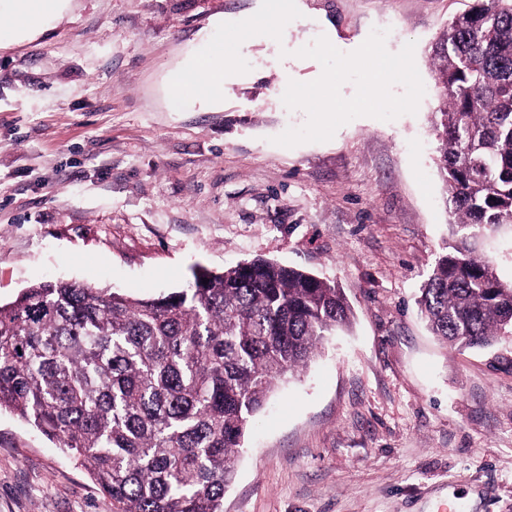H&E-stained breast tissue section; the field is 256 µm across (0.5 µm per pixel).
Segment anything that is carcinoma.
Segmentation results:
<instances>
[{
  "mask_svg": "<svg viewBox=\"0 0 512 512\" xmlns=\"http://www.w3.org/2000/svg\"><path fill=\"white\" fill-rule=\"evenodd\" d=\"M451 237L418 305L442 341L512 334V281L478 253L512 224V0H477L433 49ZM130 298L77 282L0 305V410L88 467L112 512H224L250 419L352 310L341 288L266 259ZM208 283H202V280Z\"/></svg>",
  "mask_w": 512,
  "mask_h": 512,
  "instance_id": "cac0c4a2",
  "label": "carcinoma"
}]
</instances>
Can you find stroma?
<instances>
[{
  "mask_svg": "<svg viewBox=\"0 0 512 512\" xmlns=\"http://www.w3.org/2000/svg\"><path fill=\"white\" fill-rule=\"evenodd\" d=\"M475 0H296L282 41H244L248 73L213 107L176 109L171 78L223 22L261 0H70L0 48V304L64 279L132 297L188 288L192 270L256 258L333 280L351 327L272 393L241 442L224 512H512V335L461 348L416 304L451 217L436 168L432 48ZM414 43L416 114L358 117L327 142L282 103L326 36ZM512 280V225L479 245ZM0 512H112L88 468L0 412Z\"/></svg>",
  "mask_w": 512,
  "mask_h": 512,
  "instance_id": "stroma-1",
  "label": "stroma"
}]
</instances>
